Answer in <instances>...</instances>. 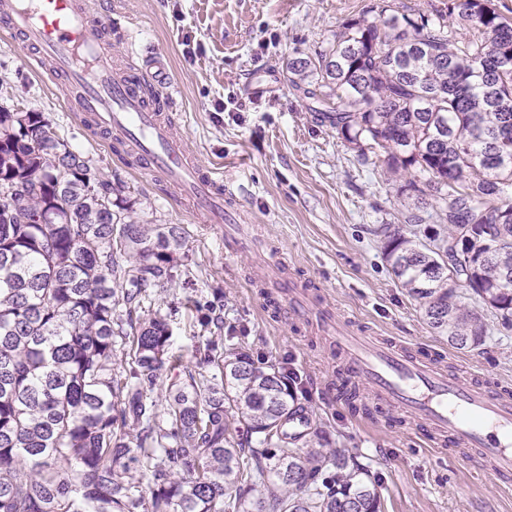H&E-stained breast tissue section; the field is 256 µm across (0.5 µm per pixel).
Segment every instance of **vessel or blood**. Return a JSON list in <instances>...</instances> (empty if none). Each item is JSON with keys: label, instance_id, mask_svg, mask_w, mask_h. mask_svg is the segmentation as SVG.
Instances as JSON below:
<instances>
[{"label": "vessel or blood", "instance_id": "1", "mask_svg": "<svg viewBox=\"0 0 512 512\" xmlns=\"http://www.w3.org/2000/svg\"><path fill=\"white\" fill-rule=\"evenodd\" d=\"M0 30L21 42L28 69L50 66L72 111L91 121L105 143L118 145V158L141 174L163 176L201 222L223 235L226 258L258 249L241 211L225 198L222 178L188 151L167 114L144 96L143 74L114 65L112 41L125 31L111 12L93 0H0ZM251 278L287 298L289 316L324 338L376 405L402 414L429 446L474 452L493 480L512 485V394L449 372L398 338L355 329L285 261L261 258Z\"/></svg>", "mask_w": 512, "mask_h": 512}]
</instances>
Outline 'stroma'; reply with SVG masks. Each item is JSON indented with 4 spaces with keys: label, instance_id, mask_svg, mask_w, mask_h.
<instances>
[{
    "label": "stroma",
    "instance_id": "obj_1",
    "mask_svg": "<svg viewBox=\"0 0 512 512\" xmlns=\"http://www.w3.org/2000/svg\"><path fill=\"white\" fill-rule=\"evenodd\" d=\"M130 31L112 43L116 61L148 70L167 61L178 92L167 106L175 132L199 160L224 176L246 223L256 225L265 252L321 289L356 326L405 340L452 363L462 376H481L512 389V329L488 321L481 349L459 351L436 336L418 301L392 274L381 224L402 225L417 205L400 193L402 177L362 160L355 144L317 122L311 100L288 83L289 59L333 40L345 20L377 0H104ZM24 50L0 39V109L43 113L71 150L100 178L121 182L139 217L186 230L187 260L175 281L151 289L147 311L169 315L183 370H198L197 349L209 336L186 297L240 332L253 355L293 368L304 403L335 448L364 456L383 477L385 512H512V489L494 484L465 452L421 445L400 416L367 397L351 411L337 388L345 373L323 341L287 319L273 291L252 286L247 256L224 258V241L195 223L158 178L116 159L90 127L69 112L49 77L28 72Z\"/></svg>",
    "mask_w": 512,
    "mask_h": 512
}]
</instances>
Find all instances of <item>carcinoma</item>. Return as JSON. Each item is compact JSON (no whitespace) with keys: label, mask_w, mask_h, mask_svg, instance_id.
Wrapping results in <instances>:
<instances>
[{"label":"carcinoma","mask_w":512,"mask_h":512,"mask_svg":"<svg viewBox=\"0 0 512 512\" xmlns=\"http://www.w3.org/2000/svg\"><path fill=\"white\" fill-rule=\"evenodd\" d=\"M371 12L288 60V82L362 155L422 176L402 190L435 193L429 243L414 213L409 235L374 233L433 332L475 350L488 328L459 284L512 328V24L493 0H448L433 17ZM452 17L468 38L448 29ZM0 185L11 192L0 207V512H383L377 473L325 447L295 380L239 342L205 339L200 365L213 374L152 397L179 360L168 318L137 312L186 258L180 225L143 224L113 201L121 186L99 180L41 112L0 110Z\"/></svg>","instance_id":"cac0c4a2"}]
</instances>
